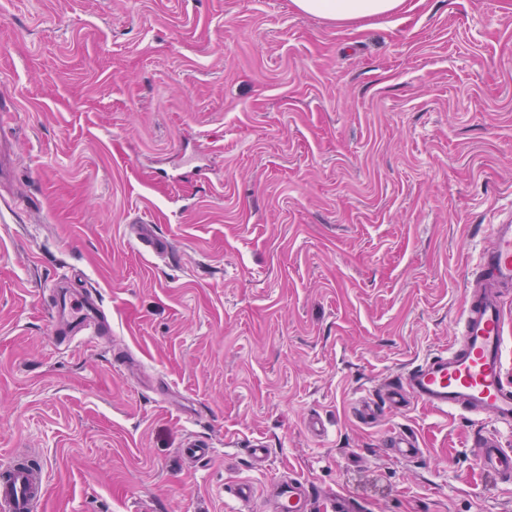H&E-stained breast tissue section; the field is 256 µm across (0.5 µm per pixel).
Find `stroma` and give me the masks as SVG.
Listing matches in <instances>:
<instances>
[{
    "mask_svg": "<svg viewBox=\"0 0 512 512\" xmlns=\"http://www.w3.org/2000/svg\"><path fill=\"white\" fill-rule=\"evenodd\" d=\"M509 222L512 0L346 26L291 0H0V464L38 459L41 512H267L275 477L361 512H512L471 447L512 431L357 412L448 348ZM62 281L110 335L56 342Z\"/></svg>",
    "mask_w": 512,
    "mask_h": 512,
    "instance_id": "obj_1",
    "label": "stroma"
}]
</instances>
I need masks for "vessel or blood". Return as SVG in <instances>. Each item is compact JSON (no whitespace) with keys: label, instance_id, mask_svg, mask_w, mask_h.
<instances>
[{"label":"vessel or blood","instance_id":"obj_1","mask_svg":"<svg viewBox=\"0 0 512 512\" xmlns=\"http://www.w3.org/2000/svg\"><path fill=\"white\" fill-rule=\"evenodd\" d=\"M468 289L459 333L448 350L429 357L389 379L384 399L394 407L420 404L435 410L467 411L512 427V378L506 374L505 292L512 287V224H492ZM57 341L95 325L106 336L110 323L88 298L56 294L52 304ZM479 465L498 478L512 480V450L498 440L475 441ZM43 482L23 463L0 467V512H36ZM271 512H315L313 492L297 479L279 480L269 498Z\"/></svg>","mask_w":512,"mask_h":512}]
</instances>
